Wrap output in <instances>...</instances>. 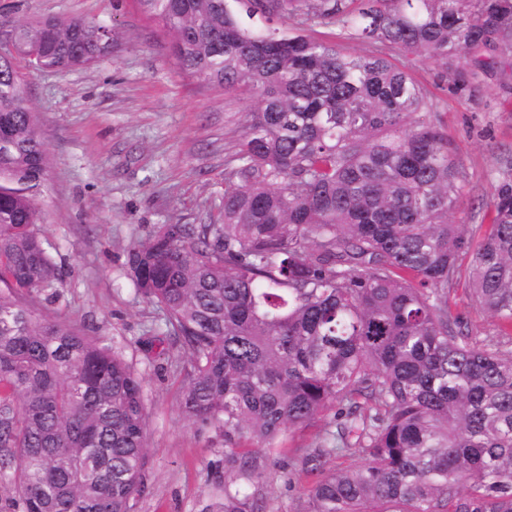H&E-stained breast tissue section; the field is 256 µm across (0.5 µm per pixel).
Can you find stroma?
<instances>
[{
  "label": "stroma",
  "instance_id": "1",
  "mask_svg": "<svg viewBox=\"0 0 512 512\" xmlns=\"http://www.w3.org/2000/svg\"><path fill=\"white\" fill-rule=\"evenodd\" d=\"M59 16L112 26V51L94 65L54 72L26 71L50 169L38 196L40 233L58 263L63 286L52 309L111 339L145 378L148 467L134 512H212L222 497V434L181 412L186 358L168 343L165 357L147 360L139 340L165 335L157 307L135 293L125 275L126 253L160 224H206L224 199V167L243 131L255 95L225 90L181 71L169 38L135 0H0V27ZM324 40L346 55L373 53L336 26L280 22L284 33ZM448 137L461 197L450 216L481 238L494 180L512 155V68L460 79L441 64L409 60ZM448 309L477 341L497 337V322L469 299L468 259H461ZM333 420L324 413L285 432L276 450L260 452L265 512H301L312 480L296 462Z\"/></svg>",
  "mask_w": 512,
  "mask_h": 512
}]
</instances>
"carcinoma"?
Instances as JSON below:
<instances>
[{"instance_id":"obj_1","label":"carcinoma","mask_w":512,"mask_h":512,"mask_svg":"<svg viewBox=\"0 0 512 512\" xmlns=\"http://www.w3.org/2000/svg\"><path fill=\"white\" fill-rule=\"evenodd\" d=\"M358 7H352L354 2ZM181 70L256 94L213 224H161L126 275L185 348L182 412L224 433L220 512H264L258 450L333 413L300 457L301 512H512V350L448 313L470 298L512 331V171L476 241L448 217L459 175L432 104L386 55L348 56L274 21L459 75L512 57V0H136ZM39 71L93 65L112 27L11 26ZM49 156L0 54V512H133L148 465L142 375L102 336L36 304L63 287L37 224ZM350 468L329 469L336 457ZM301 32L311 38L324 40L335 45L341 53L346 55L376 53L378 49L367 43L349 39L339 31V28L333 25L309 23L303 26ZM470 257H462L459 261V270L452 288H448V310L453 315H458L462 321V327L477 341H487L491 338L506 342L505 348L511 349L512 343H508V337L498 335L497 322L485 310L474 304L469 299V285L467 280V267Z\"/></svg>"}]
</instances>
